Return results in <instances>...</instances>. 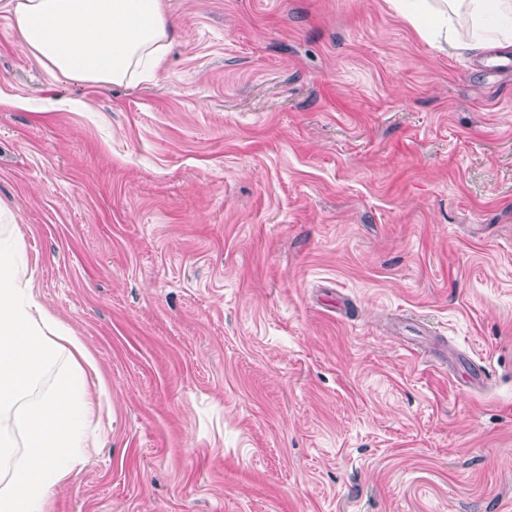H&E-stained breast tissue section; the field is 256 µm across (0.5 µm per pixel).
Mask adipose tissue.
I'll return each instance as SVG.
<instances>
[{"label": "adipose tissue", "mask_w": 512, "mask_h": 512, "mask_svg": "<svg viewBox=\"0 0 512 512\" xmlns=\"http://www.w3.org/2000/svg\"><path fill=\"white\" fill-rule=\"evenodd\" d=\"M439 51L512 47V0H388ZM24 49L77 87L122 84L162 65V0H8ZM83 343L36 301L18 238L0 241V512H53L84 464L96 404Z\"/></svg>", "instance_id": "adipose-tissue-1"}]
</instances>
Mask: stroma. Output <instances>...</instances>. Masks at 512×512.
Segmentation results:
<instances>
[{
    "mask_svg": "<svg viewBox=\"0 0 512 512\" xmlns=\"http://www.w3.org/2000/svg\"><path fill=\"white\" fill-rule=\"evenodd\" d=\"M163 2L161 69L80 91L0 0V204L107 393L56 512H512V68Z\"/></svg>",
    "mask_w": 512,
    "mask_h": 512,
    "instance_id": "stroma-1",
    "label": "stroma"
}]
</instances>
